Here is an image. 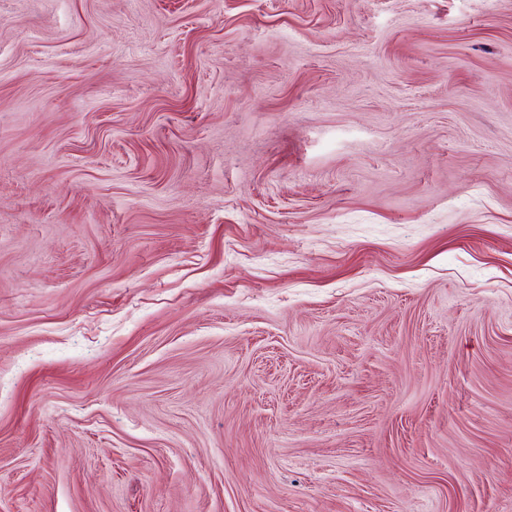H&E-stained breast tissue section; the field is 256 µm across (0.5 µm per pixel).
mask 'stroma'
I'll return each mask as SVG.
<instances>
[{
	"mask_svg": "<svg viewBox=\"0 0 512 512\" xmlns=\"http://www.w3.org/2000/svg\"><path fill=\"white\" fill-rule=\"evenodd\" d=\"M0 512H512V0H0Z\"/></svg>",
	"mask_w": 512,
	"mask_h": 512,
	"instance_id": "obj_1",
	"label": "stroma"
}]
</instances>
